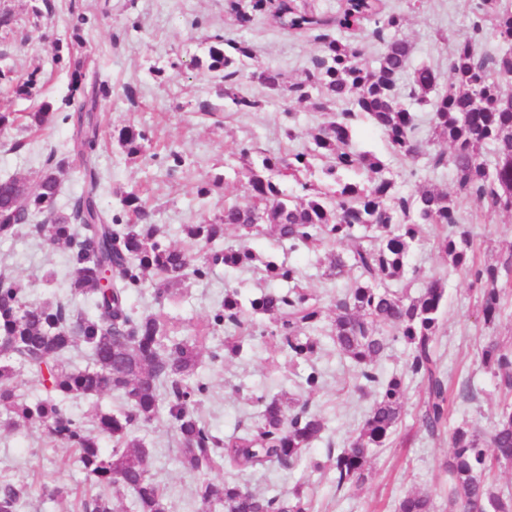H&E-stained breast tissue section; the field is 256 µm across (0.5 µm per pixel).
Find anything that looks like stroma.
Returning <instances> with one entry per match:
<instances>
[{
    "instance_id": "1",
    "label": "stroma",
    "mask_w": 512,
    "mask_h": 512,
    "mask_svg": "<svg viewBox=\"0 0 512 512\" xmlns=\"http://www.w3.org/2000/svg\"><path fill=\"white\" fill-rule=\"evenodd\" d=\"M385 3L387 10L405 17L399 36L411 47L410 68L430 66L438 76L439 88H446L448 56L454 37L469 29L471 0H426L418 10L411 8V0ZM40 4L41 0H0V12H10L15 19L13 32L0 38V68L21 74L39 70L41 98L61 99L69 69L53 63L51 45L69 41L72 19L83 18L84 51L112 80L111 93L97 111L101 142L96 163L102 177L98 204L116 214L121 210L117 188L145 189L149 222L161 226L168 242L178 247L208 253V246L185 237L183 225L215 218L222 214L225 202L249 203L247 191L234 177L235 169L243 164L242 151H249L251 159L258 161L302 150L307 129L323 120L321 113L268 98L266 89L249 78L243 80L240 90L263 100V107L252 112L225 111L219 77L196 67L209 37L219 32L251 45L254 68H275L289 79H302L318 51L317 43L308 34L280 30L269 14L255 16L243 26L225 13L224 0H54L52 17L37 25L33 10ZM130 86L137 91L132 100L126 96ZM127 125L148 134L141 155L127 156L117 141L118 130ZM72 133V127L52 122L38 131L21 124L0 134V177L37 179L44 153L53 148L58 157L67 156ZM353 143L380 157L404 192L423 186L448 193L455 190L451 168L442 169L436 177L426 158L403 159L392 152L381 130L370 121L357 123ZM172 150L180 152L186 164L171 175L167 155ZM202 185L210 189L204 197L197 194ZM458 208L465 227L474 234L477 261L490 262L512 250V214L480 217L474 204L463 198ZM438 234L435 228L426 231L410 255V263L420 268L424 277L434 276L444 283L446 295L436 342L442 370L453 385L470 383L476 399L454 401L447 429L432 435L419 421L424 388L419 381L405 379L403 421L385 447L375 451L367 480L358 487L337 489L331 472L313 470L308 462L325 459L329 450L342 447L355 436L371 400L354 390L352 366L326 338L315 361L322 386L307 394L312 407L324 417L326 429L309 448L308 461L288 469L277 465L257 471L224 468L212 472L214 481L235 483L266 497L288 498L299 489L312 499L315 512H394V503L403 492L423 491L433 496L436 512H448L450 427L466 421L490 430L500 410L497 380L481 368L479 354L486 335L512 342V288L507 291L501 320L484 327L480 293L465 272L453 269L442 256L435 243ZM249 246L262 257L286 259L299 266L304 287L319 299L326 320L334 319L332 302L349 279L325 277L322 253L289 249L267 233L253 237ZM0 268L24 288L27 299L41 301L52 295V290L42 285L47 270L55 271L58 287H66L68 252L23 229L0 240ZM228 284L247 297L266 286L259 269L228 270L218 264L206 278L179 284L164 301H156L148 283L133 290L129 298L140 313L160 315L182 336L210 324L206 347L220 357L205 360L199 370L200 380L209 387L201 411L214 434L223 439L242 433L259 415L258 407L246 400V392L295 394L303 374L302 369L290 367L266 338L238 356L225 351V330L212 326L211 320ZM138 437L148 450L149 469L164 487L172 512H202L194 497L199 476L180 465L179 439L166 415L143 425ZM74 456V449L50 442L40 428L2 430L0 483L22 491L25 512H68L69 500L41 498L37 488L45 482L89 490Z\"/></svg>"
}]
</instances>
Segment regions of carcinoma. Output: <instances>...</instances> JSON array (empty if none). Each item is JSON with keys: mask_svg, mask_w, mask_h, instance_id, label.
I'll list each match as a JSON object with an SVG mask.
<instances>
[{"mask_svg": "<svg viewBox=\"0 0 512 512\" xmlns=\"http://www.w3.org/2000/svg\"><path fill=\"white\" fill-rule=\"evenodd\" d=\"M224 7L241 24L269 11L277 27L312 33L318 44V54L304 78L291 82L269 67L247 73L251 48L221 34L211 36L206 58L195 65L222 78L229 110L249 112L261 107L262 101L238 91L241 81L250 77L331 119L308 129L303 150L283 158L265 157L239 172L251 205L226 203L220 216L187 225L184 233L207 245L223 240L229 226L244 241L267 229L293 249H329L326 276L354 274L349 287L336 293L330 333L336 350L354 365L358 390L373 392L374 400L361 429L346 446L328 453L324 461H311L313 469L333 472L336 489L351 488L365 480L374 450L384 446L402 419L403 376L386 379L378 370L380 358L391 347L405 346L406 373L425 386L422 427L433 435L447 424L448 379L434 346L444 284L433 277L417 296L406 288H391L393 282L419 277L409 255L427 226L444 229L438 248L453 268L470 274L480 287L484 324L496 323L502 314L500 290L512 283V252L496 263L476 264L470 256L472 232L462 227L455 198L471 200L488 215L512 211V93H504L499 82L512 77V50L505 49V44H512V0H477L472 31L456 39L448 58L450 80L441 91L436 72L428 66L416 69L409 85H401L410 46L397 37L403 16L387 11L384 0H343L336 16L339 32L366 31L382 45L374 67L364 62L361 45L330 33V21L300 7L298 0H225ZM488 36L495 45L483 54L479 44ZM83 45L77 27L67 46L55 44L56 61L66 57L70 68L60 105L41 100L33 112H0L1 134L21 120L40 129L60 114L61 121L76 131L69 153L79 160L84 185L67 212L56 210L66 165L53 149L34 183L13 176L0 178V238L13 237L25 225L30 234L66 246L71 270L67 295L43 302L26 301L14 280L0 277V428L35 425L53 441L75 449L76 464L92 484L117 496L131 494L130 512H171L163 488L147 469V449L136 436L139 426L164 411L179 437L181 465L202 476L195 495L203 512H314L311 499L301 491L287 499L267 498L207 477V471L223 461L238 470L291 465L322 434L325 421L308 402H296L285 392L250 396L261 405L260 419L241 435L222 440L204 421L200 406L207 386L190 379L201 367L206 337L174 336L161 317L137 312L129 296L143 286L147 272L157 276L154 293L163 300L170 295V287L190 276L206 277L213 265L242 267L257 257L243 244L201 257L165 243L162 229L145 222L146 208L137 189L118 191L133 222L124 224L120 216H110L98 207L100 131L93 112L110 93V86L98 66L90 68L88 58L75 56ZM0 81L10 84L19 97L38 96L34 71L15 77L12 70H1ZM406 99L431 106L434 131L448 143L450 153L436 152L429 163L434 171L452 166L454 198L426 186L404 193L386 175L381 159L351 148L355 125L369 118L393 152L412 160L426 154L416 138L415 119L404 105ZM339 103L347 108L335 111ZM144 139L145 132L134 125L118 132V141L130 157L142 153ZM485 147L493 155L491 163L482 152ZM317 167L330 189L305 178ZM362 169L372 173L369 180L343 179V174ZM288 177L300 185L301 196L291 197L282 188V179ZM262 265L267 278L288 287L245 298L238 288L228 286L213 322L233 330L224 347L239 354L255 341L248 318L273 317L269 336L295 365H308L303 386L314 391L322 384L321 372L312 366L320 351L315 332L321 326L322 307L316 296L299 286L298 266L270 259ZM79 296L92 297L95 315L75 308ZM79 343L89 349L92 364L73 369L64 356ZM480 364L497 377L504 394L512 395V343L488 338L481 347ZM19 367L41 380L42 396L28 399L19 392ZM106 393L120 397L123 406L116 412L96 414L95 430L69 413L71 400ZM101 435L113 442L111 450L101 447ZM450 439L454 451L448 462L449 512H512V492L497 487L489 468L492 459L512 464V402L503 401L489 432L462 422L453 428ZM40 492L50 499L73 497L70 512H112V498L104 494L47 484ZM22 508L17 490L6 486L0 491V512H21ZM395 512H433L431 497L406 492L398 498Z\"/></svg>", "mask_w": 512, "mask_h": 512, "instance_id": "obj_1", "label": "carcinoma"}]
</instances>
